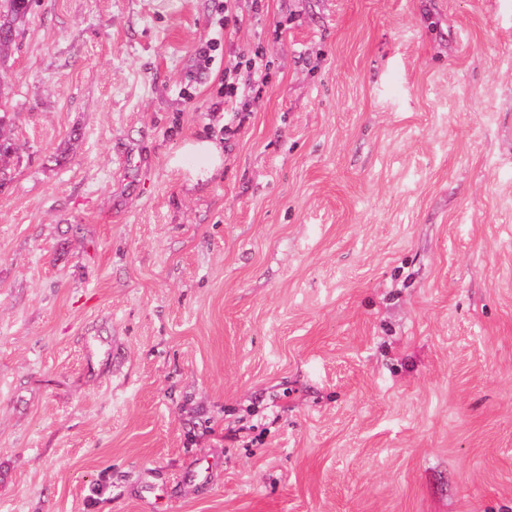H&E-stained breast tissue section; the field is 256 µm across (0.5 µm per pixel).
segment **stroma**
<instances>
[{
  "instance_id": "35a3bbf8",
  "label": "stroma",
  "mask_w": 512,
  "mask_h": 512,
  "mask_svg": "<svg viewBox=\"0 0 512 512\" xmlns=\"http://www.w3.org/2000/svg\"><path fill=\"white\" fill-rule=\"evenodd\" d=\"M0 99V512H512V0H33ZM219 27L222 30V32L215 33L213 37L207 39L205 44H202L197 50L199 74H205L209 72L213 67L215 56L212 55V52L216 51L218 49V46L221 44L225 24L219 23ZM246 74L244 82H240L241 74L236 71L234 75H226L231 70L228 67L224 69V102H215L212 104L213 111L217 112L221 108V103L224 105V112H240L237 104L238 100L245 96L246 93L251 91L259 83L264 84L267 80V70L270 61L267 59L265 53L259 49L250 55L243 56ZM181 156L197 160L198 165L185 168L191 181H205L224 163V156L216 143L210 140H192L186 142L181 150Z\"/></svg>"
}]
</instances>
